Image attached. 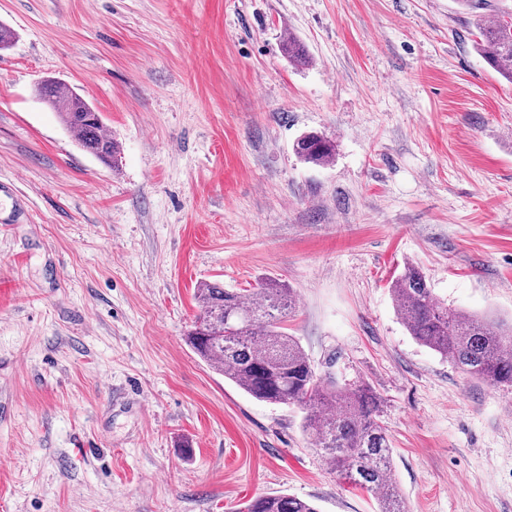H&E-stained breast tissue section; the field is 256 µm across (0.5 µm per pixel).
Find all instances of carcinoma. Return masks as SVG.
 I'll return each instance as SVG.
<instances>
[{"label":"carcinoma","instance_id":"carcinoma-1","mask_svg":"<svg viewBox=\"0 0 512 512\" xmlns=\"http://www.w3.org/2000/svg\"><path fill=\"white\" fill-rule=\"evenodd\" d=\"M478 49L512 83V19L479 28ZM294 63L308 57L295 39L282 44ZM38 96L58 114L78 144L101 161L117 165L119 148L103 130L100 113L55 80H44ZM295 153L323 166L336 154L334 141L317 133L300 136ZM396 312L414 340L451 361L465 374L512 390V323L452 308L434 295L423 273L405 265L390 285ZM200 314L187 333L193 351L253 398L297 405L303 431L345 479L372 494L378 512H405L391 470V443L378 419L380 400L366 384L339 387L317 376L299 343L283 331L296 310V294L275 279L245 295L217 283L197 287ZM240 512H317L290 495L259 496Z\"/></svg>","mask_w":512,"mask_h":512}]
</instances>
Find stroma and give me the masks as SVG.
Returning <instances> with one entry per match:
<instances>
[{
    "label": "stroma",
    "instance_id": "stroma-1",
    "mask_svg": "<svg viewBox=\"0 0 512 512\" xmlns=\"http://www.w3.org/2000/svg\"><path fill=\"white\" fill-rule=\"evenodd\" d=\"M456 0H0V512H376L294 406L185 341L203 282L297 294L322 378L369 383L408 512H512V392L418 344L389 288L512 320V84ZM296 38L309 65L283 57ZM98 112L118 166L42 102ZM336 144L326 165L294 152ZM38 96L58 114L65 127L75 136L78 144L107 164L118 163L119 148L103 130V121L80 95L61 82L44 80L38 86ZM293 148L305 162L319 166L326 165L336 154L335 142L317 133L300 136ZM316 505L290 495L259 496L245 503L240 512H317Z\"/></svg>",
    "mask_w": 512,
    "mask_h": 512
}]
</instances>
